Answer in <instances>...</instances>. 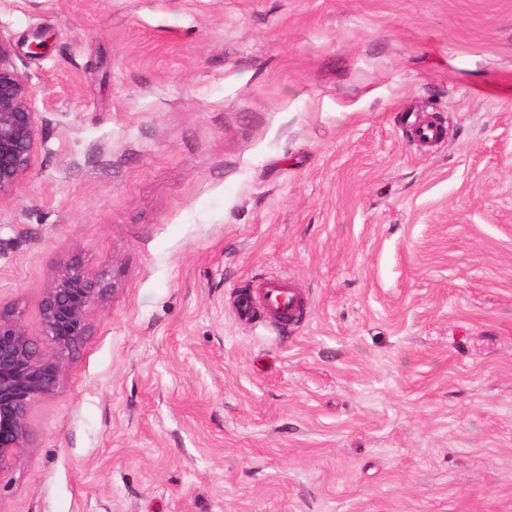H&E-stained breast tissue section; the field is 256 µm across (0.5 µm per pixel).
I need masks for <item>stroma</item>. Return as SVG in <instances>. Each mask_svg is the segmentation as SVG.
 <instances>
[{
    "instance_id": "1",
    "label": "stroma",
    "mask_w": 512,
    "mask_h": 512,
    "mask_svg": "<svg viewBox=\"0 0 512 512\" xmlns=\"http://www.w3.org/2000/svg\"><path fill=\"white\" fill-rule=\"evenodd\" d=\"M0 35L40 127L0 308L37 327L76 254L114 283L0 512H512V0H0ZM272 278L296 326L238 315Z\"/></svg>"
}]
</instances>
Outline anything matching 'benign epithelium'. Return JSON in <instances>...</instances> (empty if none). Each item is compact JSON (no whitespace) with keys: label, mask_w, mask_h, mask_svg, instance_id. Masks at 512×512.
I'll return each instance as SVG.
<instances>
[{"label":"benign epithelium","mask_w":512,"mask_h":512,"mask_svg":"<svg viewBox=\"0 0 512 512\" xmlns=\"http://www.w3.org/2000/svg\"><path fill=\"white\" fill-rule=\"evenodd\" d=\"M33 96L11 62L9 41L0 36V198L15 190L31 165L39 135ZM112 291L105 275L73 257L54 269L40 301L37 333L0 310V475L30 447L33 405L55 393L67 357L90 332L91 311Z\"/></svg>","instance_id":"benign-epithelium-1"}]
</instances>
